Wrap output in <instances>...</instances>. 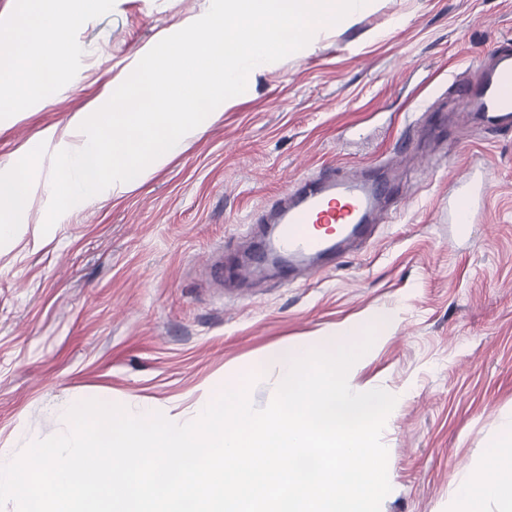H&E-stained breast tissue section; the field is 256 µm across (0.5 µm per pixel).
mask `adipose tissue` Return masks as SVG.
Masks as SVG:
<instances>
[{
	"label": "adipose tissue",
	"instance_id": "ef3b65f1",
	"mask_svg": "<svg viewBox=\"0 0 512 512\" xmlns=\"http://www.w3.org/2000/svg\"><path fill=\"white\" fill-rule=\"evenodd\" d=\"M101 0H39L42 19L31 23L18 18L0 29V106L23 112L41 95L48 73L68 69L80 48L73 30L96 12ZM42 145L31 146L12 168L0 169V244L12 241L28 224L34 175L41 162ZM460 512H484L486 504H501L512 512V420L504 425L479 472L466 477L455 492Z\"/></svg>",
	"mask_w": 512,
	"mask_h": 512
}]
</instances>
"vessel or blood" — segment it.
Here are the masks:
<instances>
[{"label": "vessel or blood", "mask_w": 512, "mask_h": 512, "mask_svg": "<svg viewBox=\"0 0 512 512\" xmlns=\"http://www.w3.org/2000/svg\"><path fill=\"white\" fill-rule=\"evenodd\" d=\"M464 94L482 122L512 127V49L501 48L495 64L483 70L476 84L465 87ZM457 187L477 202L487 193L479 171L468 172ZM386 192L380 180H350L334 172L305 182L289 202L261 214L260 223L277 225L278 231L263 235L257 265L277 252L286 254L288 264L310 263L337 255L344 241L364 240L372 230L370 217Z\"/></svg>", "instance_id": "vessel-or-blood-1"}]
</instances>
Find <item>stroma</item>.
Wrapping results in <instances>:
<instances>
[{
  "mask_svg": "<svg viewBox=\"0 0 512 512\" xmlns=\"http://www.w3.org/2000/svg\"><path fill=\"white\" fill-rule=\"evenodd\" d=\"M208 8L103 0L72 33L83 53L71 69L30 111L0 116V169L46 129L66 136ZM509 38L512 0H373L263 66L140 186L47 232L43 147L30 222L0 246V448L67 432L74 401L186 423L224 376L256 367L250 397L265 407L279 385L269 353L388 312L392 332L349 377L397 398L381 512H448L512 419V128L468 115L448 79L474 82ZM472 166L490 187L459 236L448 191ZM331 167L393 183L372 236L312 274L248 272L257 214Z\"/></svg>",
  "mask_w": 512,
  "mask_h": 512,
  "instance_id": "stroma-1",
  "label": "stroma"
}]
</instances>
